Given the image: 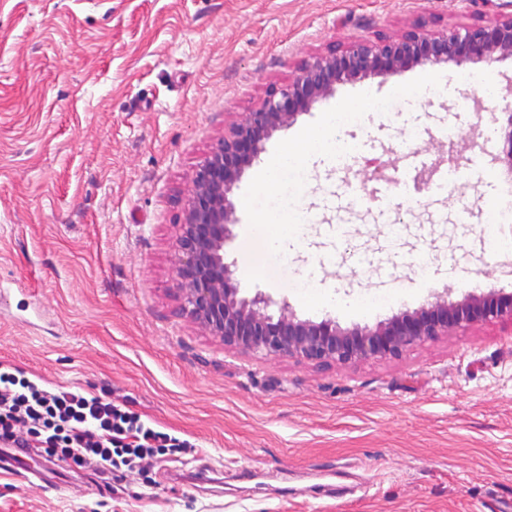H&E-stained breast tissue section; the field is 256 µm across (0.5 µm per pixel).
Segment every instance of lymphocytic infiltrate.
<instances>
[{"instance_id": "obj_1", "label": "lymphocytic infiltrate", "mask_w": 512, "mask_h": 512, "mask_svg": "<svg viewBox=\"0 0 512 512\" xmlns=\"http://www.w3.org/2000/svg\"><path fill=\"white\" fill-rule=\"evenodd\" d=\"M0 442L36 446L48 458L77 467L98 462L116 481L156 454L194 449L127 404L79 388L48 391L6 370L0 371Z\"/></svg>"}]
</instances>
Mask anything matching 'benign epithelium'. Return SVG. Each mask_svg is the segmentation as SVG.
Wrapping results in <instances>:
<instances>
[{
	"mask_svg": "<svg viewBox=\"0 0 512 512\" xmlns=\"http://www.w3.org/2000/svg\"><path fill=\"white\" fill-rule=\"evenodd\" d=\"M505 56H512V15L433 35L410 31L376 44L359 40L339 54L313 58L292 81L268 91L257 109L230 124L191 173L192 189L174 249L172 293L179 312L219 339L227 352L318 365L397 358L418 344L480 322L512 320V295L490 291L450 302L446 288L427 304L373 326L343 328L332 319H302L287 303L279 305L262 293L240 295L231 265L224 261L229 226L236 223L230 195L245 169L265 151L275 132L336 86L417 66L461 68Z\"/></svg>",
	"mask_w": 512,
	"mask_h": 512,
	"instance_id": "7a95c632",
	"label": "benign epithelium"
}]
</instances>
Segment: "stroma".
Wrapping results in <instances>:
<instances>
[{
    "label": "stroma",
    "mask_w": 512,
    "mask_h": 512,
    "mask_svg": "<svg viewBox=\"0 0 512 512\" xmlns=\"http://www.w3.org/2000/svg\"><path fill=\"white\" fill-rule=\"evenodd\" d=\"M511 15L512 0H0V367L126 401L194 446L118 482L4 449L0 512H512L511 321L318 366L226 352L171 292L190 174L270 88L358 40ZM430 73L337 86L267 142L231 195L224 257L243 295L349 327L445 287L453 301L512 294V254L488 233L512 58L442 70L435 96ZM486 79L496 97L480 102ZM338 110L356 113L340 132L361 145L343 171L318 150ZM287 148L310 170L312 221L300 239L282 229L304 289L247 265L250 197L281 178ZM411 150L456 165L453 189L414 193ZM393 171L401 183L382 185ZM333 249L339 261L314 265Z\"/></svg>",
    "instance_id": "obj_1"
}]
</instances>
